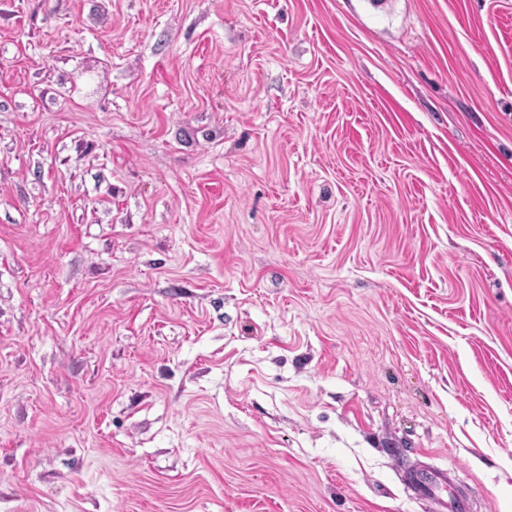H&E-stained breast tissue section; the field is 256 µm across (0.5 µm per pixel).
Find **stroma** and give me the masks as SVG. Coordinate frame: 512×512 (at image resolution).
<instances>
[{"label": "stroma", "instance_id": "1", "mask_svg": "<svg viewBox=\"0 0 512 512\" xmlns=\"http://www.w3.org/2000/svg\"><path fill=\"white\" fill-rule=\"evenodd\" d=\"M512 512V0H0V512ZM416 488L421 496L433 500L436 512H469L468 501L459 495H452L448 501L441 497L440 492L446 487L451 486L452 477L448 469L428 470L421 475L420 479L416 477Z\"/></svg>", "mask_w": 512, "mask_h": 512}]
</instances>
